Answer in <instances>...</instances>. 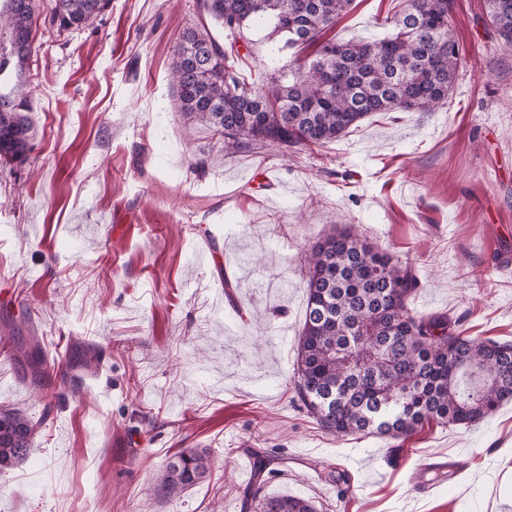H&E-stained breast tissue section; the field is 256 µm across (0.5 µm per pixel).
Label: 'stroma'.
I'll return each mask as SVG.
<instances>
[{
	"label": "stroma",
	"instance_id": "stroma-1",
	"mask_svg": "<svg viewBox=\"0 0 512 512\" xmlns=\"http://www.w3.org/2000/svg\"><path fill=\"white\" fill-rule=\"evenodd\" d=\"M396 4L352 0L331 35L384 38ZM55 6L34 0L33 50L0 75L31 124L27 160L0 159V409L37 425L0 473V512H244L259 455L264 494L316 512H512V402L469 428L338 438L293 380L304 256L346 225L413 267L417 312L512 340V49L484 0H457L443 107L229 156L186 128L168 79L196 0H111L75 31L50 26ZM245 35L248 80L306 57L269 23ZM27 319L49 366L71 363L43 395L13 357ZM184 449L210 472L165 496L157 476Z\"/></svg>",
	"mask_w": 512,
	"mask_h": 512
}]
</instances>
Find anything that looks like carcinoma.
<instances>
[{"label": "carcinoma", "mask_w": 512, "mask_h": 512, "mask_svg": "<svg viewBox=\"0 0 512 512\" xmlns=\"http://www.w3.org/2000/svg\"><path fill=\"white\" fill-rule=\"evenodd\" d=\"M0 27L11 49L0 73L20 67L32 49L33 0H8ZM352 0H199V23L176 47L171 78L187 122L223 137L225 154L267 145L287 149L336 141L374 112H426L448 102L461 53L450 28L455 0H404L393 33L373 41L325 39ZM110 0H57L49 23L86 27ZM486 18L512 48V0H486ZM269 21L285 45L317 46L313 59L261 85L247 81L235 45L248 22ZM27 99L0 94V157L20 164L30 150ZM306 314L298 344L297 393L319 427L336 437H407L436 423L467 427L512 400V343L466 336L445 316L412 308V267L349 230L315 244L305 258ZM44 354L23 380L43 386ZM35 425L20 410H0V473L32 451ZM206 454L183 450L159 485L175 494L199 483ZM257 512H314L296 496H266Z\"/></svg>", "instance_id": "cac0c4a2"}]
</instances>
